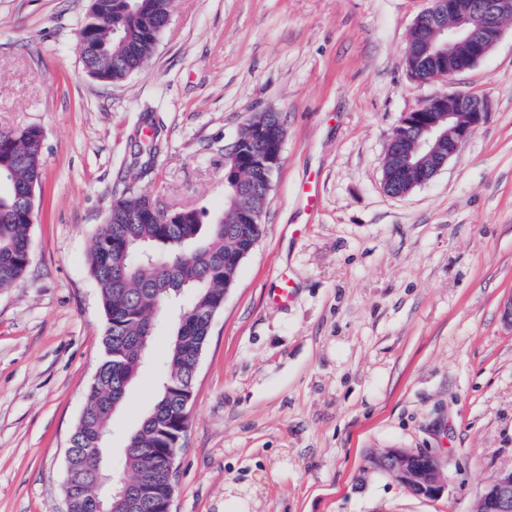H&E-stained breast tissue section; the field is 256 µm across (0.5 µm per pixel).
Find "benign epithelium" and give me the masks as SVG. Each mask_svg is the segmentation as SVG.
Wrapping results in <instances>:
<instances>
[{
	"instance_id": "7a95c632",
	"label": "benign epithelium",
	"mask_w": 512,
	"mask_h": 512,
	"mask_svg": "<svg viewBox=\"0 0 512 512\" xmlns=\"http://www.w3.org/2000/svg\"><path fill=\"white\" fill-rule=\"evenodd\" d=\"M432 6L419 15L413 28L419 41L410 45L405 65L417 82L450 80L475 67L496 45L512 17V0H431ZM487 101L469 95L443 92L418 109L407 112L387 142L386 153L401 157L406 171H420L409 181L403 173L395 176L391 196H403L430 181L460 150L472 131L485 119ZM283 137L268 145L254 164L259 182L272 188L273 174L281 161ZM224 197L235 202L253 223L262 212L251 205V192H240L224 183ZM374 468L390 474L417 497L435 498L443 489L438 459L433 455L392 448L372 459ZM111 492L98 499L97 512H111L112 497L127 493L128 481L117 470L102 478ZM475 512H512V467L503 468L484 486Z\"/></svg>"
}]
</instances>
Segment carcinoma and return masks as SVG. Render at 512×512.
Listing matches in <instances>:
<instances>
[{
    "label": "carcinoma",
    "mask_w": 512,
    "mask_h": 512,
    "mask_svg": "<svg viewBox=\"0 0 512 512\" xmlns=\"http://www.w3.org/2000/svg\"><path fill=\"white\" fill-rule=\"evenodd\" d=\"M172 0H148L143 16H124V0H99L82 28L80 50L100 59L98 76L119 81L142 69L151 56L153 20L171 12ZM119 24L124 32L112 33ZM268 134L282 132L277 112L253 116ZM41 129L1 131L0 289L10 288L25 275L30 261L31 223L19 210L16 190L39 183ZM259 144L243 129L235 148L225 155L224 177L243 183L253 176L251 157ZM262 225L243 219L224 201L222 213L204 221L195 209L159 217L147 198L127 190L112 203L99 225L87 257L89 272L100 295L104 314L103 356L99 377L92 381L86 405L73 430L77 451L72 460V490L77 512H91L86 504L92 487L90 449L104 447L112 416L125 402L157 333L171 329L165 375L157 398L124 448V470L133 479H146L143 492L112 498V512H162L171 483L167 456L184 416L183 391L194 385L197 352L210 336L209 318L220 310L224 290L231 287L245 251L257 245ZM189 291L186 311L167 320L165 310Z\"/></svg>",
    "instance_id": "cac0c4a2"
}]
</instances>
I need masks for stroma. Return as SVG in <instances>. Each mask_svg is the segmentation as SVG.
<instances>
[{"mask_svg": "<svg viewBox=\"0 0 512 512\" xmlns=\"http://www.w3.org/2000/svg\"><path fill=\"white\" fill-rule=\"evenodd\" d=\"M430 0H174L144 67L88 75L91 0H0V131L42 129L32 259L0 289V512H66L71 433L102 356L94 234L124 190L169 209L224 205L245 119L280 113L262 235L198 365L172 512H474L512 465V28L453 82L403 59ZM452 91L490 109L404 196L382 185L404 113ZM154 128L148 172L129 166ZM315 177L320 204L305 214ZM289 275L284 306L270 292ZM167 333L112 418L105 463L153 405ZM386 448L434 455L435 499L373 470Z\"/></svg>", "mask_w": 512, "mask_h": 512, "instance_id": "35a3bbf8", "label": "stroma"}]
</instances>
